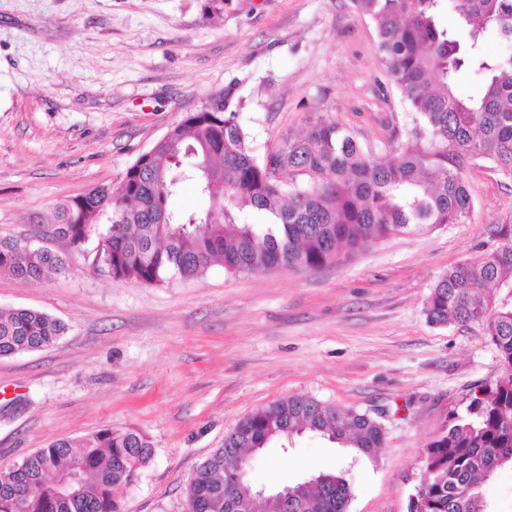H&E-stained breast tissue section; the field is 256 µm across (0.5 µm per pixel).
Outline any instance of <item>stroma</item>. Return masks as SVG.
Returning a JSON list of instances; mask_svg holds the SVG:
<instances>
[{"instance_id": "35a3bbf8", "label": "stroma", "mask_w": 512, "mask_h": 512, "mask_svg": "<svg viewBox=\"0 0 512 512\" xmlns=\"http://www.w3.org/2000/svg\"><path fill=\"white\" fill-rule=\"evenodd\" d=\"M230 98L256 156L324 116L386 154L413 126L351 0H0V238L45 246L64 273L0 276V308L67 326L0 357V470L62 438L149 436L124 512H185L197 467L237 423L294 394L380 417L367 456L306 433L253 455L270 487L340 468L348 512H408L427 444L468 389L501 372L478 327L435 326L425 302L449 267L512 223V178L470 165L466 223L365 245L351 259L260 273L211 267L145 284L95 266L96 238H57L54 208L127 169L211 95Z\"/></svg>"}]
</instances>
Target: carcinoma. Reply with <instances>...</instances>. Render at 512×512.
<instances>
[{"label":"carcinoma","instance_id":"1","mask_svg":"<svg viewBox=\"0 0 512 512\" xmlns=\"http://www.w3.org/2000/svg\"><path fill=\"white\" fill-rule=\"evenodd\" d=\"M376 23L378 54L392 86L414 114L409 139L380 158L335 121L319 117L257 158L249 134L224 98L209 101L136 161L119 186H97L59 204L55 233L74 247L99 233L96 263L108 274L147 284L197 278L214 264L230 274L281 265L318 269L353 256L365 243L460 224L473 205L466 166L488 162L512 178V53L487 56L482 43L494 30L512 43V0H457L466 46L439 27L444 0H352ZM484 77L478 97L456 89L460 73ZM222 178L207 189L198 168ZM306 175L301 187L286 177ZM194 181L208 205L175 213L169 200ZM497 243L441 275L425 312L435 325L478 326L498 351L502 371L469 389L462 407L427 445L425 476L409 512H491L483 485L512 468V224ZM66 259L44 248L0 238V275L39 280L65 270ZM65 325L27 308L0 310V357L54 344ZM306 432L370 454L384 430L366 413L294 395L238 422L197 468L187 488L190 512H225L224 488L234 479L236 449L286 448ZM152 453L136 430L105 429L83 440L57 439L0 471V512H122L115 491L131 484ZM78 469L76 495L60 498L49 471ZM292 512H347L350 484L343 470L321 471ZM24 491L23 508H13Z\"/></svg>","mask_w":512,"mask_h":512}]
</instances>
